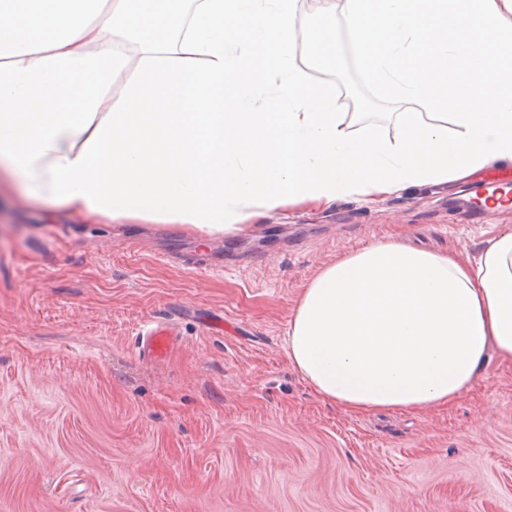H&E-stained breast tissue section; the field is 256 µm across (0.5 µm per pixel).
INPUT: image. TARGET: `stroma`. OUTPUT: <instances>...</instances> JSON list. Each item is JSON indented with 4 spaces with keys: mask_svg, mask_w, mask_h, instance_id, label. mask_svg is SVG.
<instances>
[{
    "mask_svg": "<svg viewBox=\"0 0 512 512\" xmlns=\"http://www.w3.org/2000/svg\"><path fill=\"white\" fill-rule=\"evenodd\" d=\"M336 87L355 131L422 111L370 86L346 28ZM482 177L328 209L286 205L233 236L84 224L0 188V512H512V363L454 403L349 413L292 365L302 288L367 245L474 259L512 208H454ZM224 330L207 332L212 315ZM175 350L135 353L150 319Z\"/></svg>",
    "mask_w": 512,
    "mask_h": 512,
    "instance_id": "1",
    "label": "stroma"
}]
</instances>
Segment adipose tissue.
Here are the masks:
<instances>
[{
	"mask_svg": "<svg viewBox=\"0 0 512 512\" xmlns=\"http://www.w3.org/2000/svg\"><path fill=\"white\" fill-rule=\"evenodd\" d=\"M297 0H0V181L97 224L207 238L256 210L329 206L512 165V0H321L363 77L426 104L349 131L305 59L334 35ZM288 357L350 413L420 411L512 362V230L476 261L374 243L302 290Z\"/></svg>",
	"mask_w": 512,
	"mask_h": 512,
	"instance_id": "1",
	"label": "adipose tissue"
}]
</instances>
